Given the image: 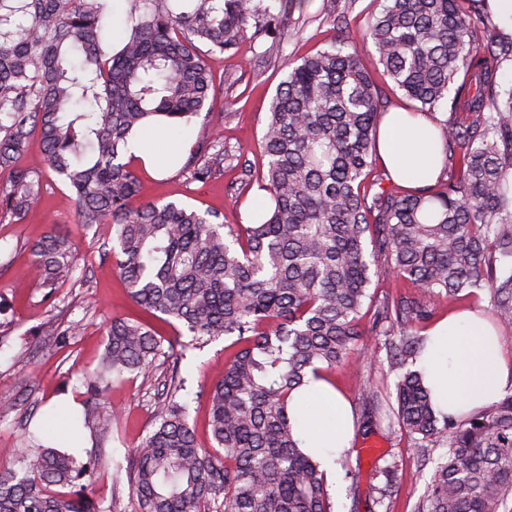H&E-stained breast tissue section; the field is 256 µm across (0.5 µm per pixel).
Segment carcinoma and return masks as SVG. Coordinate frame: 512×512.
Returning <instances> with one entry per match:
<instances>
[{"mask_svg": "<svg viewBox=\"0 0 512 512\" xmlns=\"http://www.w3.org/2000/svg\"><path fill=\"white\" fill-rule=\"evenodd\" d=\"M126 2L125 36L111 52L112 0H0V220L24 223L51 169L74 194L77 223L112 225L130 301L177 329L165 337L112 317L100 364L84 380V425L104 443L117 420L105 398L111 382L165 367L139 447L122 461L102 445L94 455L114 486L127 482L131 512H333L290 406L308 376L326 379L371 336L385 337L383 379L396 375L394 423L416 447L445 449L417 512H509L512 393L458 418L434 410L415 369L426 342L418 326L434 317L435 300L476 303L485 293L497 322L512 328V86L498 79L512 62V35L486 0H377L363 36L409 108L440 130L445 177L422 189L383 186L386 94L361 49L334 40L289 62L276 89L259 185L273 207L257 224L140 201L123 152L153 123L179 128L203 113L223 125L198 44L229 52L247 34L283 42L285 21L309 0H272L275 13L254 0ZM34 134L41 161L18 163ZM237 159L205 135L180 172L204 182ZM31 252L44 287L83 281L68 237L50 232ZM374 276L419 293L377 297ZM80 330L77 321L44 326L48 336ZM223 336L235 337V350L209 389L206 448L190 423L181 363L187 348ZM383 389L371 381L360 390L361 426L376 424ZM25 440L0 462V512H107L88 495L93 468L34 434Z\"/></svg>", "mask_w": 512, "mask_h": 512, "instance_id": "cac0c4a2", "label": "carcinoma"}]
</instances>
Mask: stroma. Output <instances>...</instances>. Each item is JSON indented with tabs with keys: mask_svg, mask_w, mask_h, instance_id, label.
<instances>
[{
	"mask_svg": "<svg viewBox=\"0 0 512 512\" xmlns=\"http://www.w3.org/2000/svg\"><path fill=\"white\" fill-rule=\"evenodd\" d=\"M322 5L323 0H310L303 13L294 14L287 22L288 41L282 45L270 40L255 44L245 38L231 54L201 45L215 82L224 89V125L214 130L198 117L179 133L163 132L159 147L175 150L177 159L161 172L143 171L139 161H131L130 167L141 181L143 200L161 204L172 201L202 212L220 211L225 223H247L257 190L242 184L240 168L228 167L221 176L189 183L178 175V160L189 154L201 134L211 132L249 161L253 176H261V139L272 98L288 72L289 60L324 48L334 35ZM45 183L30 219L22 224L0 222V399L15 402L13 410L0 413V448L15 447L23 428H46L57 447L74 450L77 459L84 462L97 438L92 429H82L86 446L79 450L73 447L70 426L83 419L77 409L84 399L82 378L99 365L112 316L139 320L143 313L130 302L114 265L111 225L83 229L76 222L73 197L56 174L47 173ZM233 190L240 194L236 206L229 198ZM52 230L68 235L72 241L78 263L87 272V285L80 287L62 280L50 293L31 275L30 247ZM51 319L63 327L72 321L81 322L82 330L68 344H58L55 337L41 332L43 323ZM227 343L223 337L188 351L181 364L188 390L200 395L221 376ZM386 366L385 349H375L363 357L352 353L331 377L353 405L362 386L378 377ZM153 383V377L133 373L114 382L109 390L108 399L122 416L108 444L115 456L140 445L150 429ZM207 412V400L200 395L191 407L190 422L205 446L210 443ZM440 454L437 448L415 447L398 428L384 424L364 434L356 433L349 464L358 476L351 479L347 470H337L336 486L330 491L335 512H372V488L384 483L377 469L391 462L396 465L397 477L385 503L390 512H414L431 474L424 461L437 459Z\"/></svg>",
	"mask_w": 512,
	"mask_h": 512,
	"instance_id": "35a3bbf8",
	"label": "stroma"
}]
</instances>
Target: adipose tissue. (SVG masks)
Masks as SVG:
<instances>
[{
	"label": "adipose tissue",
	"instance_id": "adipose-tissue-1",
	"mask_svg": "<svg viewBox=\"0 0 512 512\" xmlns=\"http://www.w3.org/2000/svg\"><path fill=\"white\" fill-rule=\"evenodd\" d=\"M381 160L397 183L421 188L433 184L443 166L438 130L425 116L394 109L379 130ZM432 392L437 410L465 416L494 402L512 386V363L504 357L502 339L487 317L471 310L449 314L428 333L416 362ZM297 432L303 449L327 473L351 448V407L322 381H311L295 394Z\"/></svg>",
	"mask_w": 512,
	"mask_h": 512
}]
</instances>
